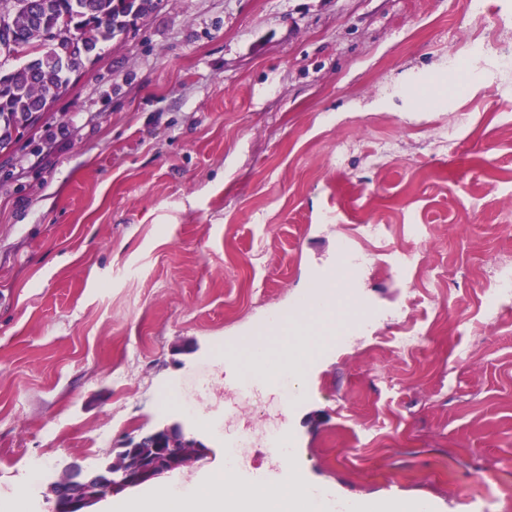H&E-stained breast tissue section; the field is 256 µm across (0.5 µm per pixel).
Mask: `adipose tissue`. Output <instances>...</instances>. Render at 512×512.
Segmentation results:
<instances>
[{
	"label": "adipose tissue",
	"instance_id": "1",
	"mask_svg": "<svg viewBox=\"0 0 512 512\" xmlns=\"http://www.w3.org/2000/svg\"><path fill=\"white\" fill-rule=\"evenodd\" d=\"M354 268L345 260L332 268L327 278L315 281L306 293V309L295 308L274 318L265 336L241 340V351L224 357L227 373L249 384L267 385L284 379L288 394L282 413L291 416L304 392L305 374L320 348L324 335L339 336L344 325L363 323L362 309L352 288ZM288 471L285 483L260 492H244L237 484L238 470L224 472L199 487L168 484L160 492H148L132 500L113 502V512H326L322 496L298 491V469L293 449L277 453Z\"/></svg>",
	"mask_w": 512,
	"mask_h": 512
}]
</instances>
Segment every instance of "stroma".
I'll return each instance as SVG.
<instances>
[{
    "mask_svg": "<svg viewBox=\"0 0 512 512\" xmlns=\"http://www.w3.org/2000/svg\"><path fill=\"white\" fill-rule=\"evenodd\" d=\"M486 31L512 51V0H164L101 43L0 150V512L166 424L207 450L184 484L286 427L333 498L512 512V95L448 97ZM346 241L373 317L284 417L224 346Z\"/></svg>",
    "mask_w": 512,
    "mask_h": 512,
    "instance_id": "1",
    "label": "stroma"
}]
</instances>
